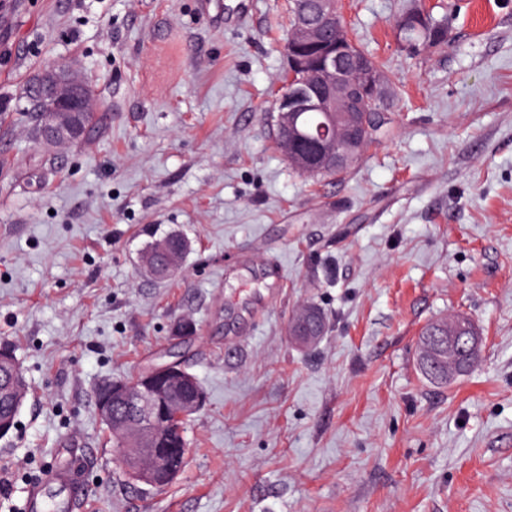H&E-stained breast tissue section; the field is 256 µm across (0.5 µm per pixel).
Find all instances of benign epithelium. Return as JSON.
Returning a JSON list of instances; mask_svg holds the SVG:
<instances>
[{"mask_svg": "<svg viewBox=\"0 0 512 512\" xmlns=\"http://www.w3.org/2000/svg\"><path fill=\"white\" fill-rule=\"evenodd\" d=\"M315 15L306 6L295 9L289 28L288 76L278 89L276 126L294 122L299 112L329 114L360 111L359 99L384 100L387 87L381 68L354 50V41L347 27L339 20L336 0H314ZM317 46L319 56L312 64L298 57L301 46ZM38 106V120L49 134L51 144L63 145L79 137L81 129L77 115L94 109L91 86L72 67L60 65L41 72L31 84ZM320 154L339 170L352 164L353 129H343L331 122L316 133ZM170 245L159 242L142 258L143 266L153 274L163 267L157 258L168 254ZM442 343L452 350L463 343L477 350L476 336H443ZM136 410L141 431H155L178 408L197 409L203 398L184 400L174 394L167 396L151 381L131 386L117 383L104 397L96 396L97 412L112 417V400Z\"/></svg>", "mask_w": 512, "mask_h": 512, "instance_id": "obj_1", "label": "benign epithelium"}]
</instances>
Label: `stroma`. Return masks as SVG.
Masks as SVG:
<instances>
[{
	"label": "stroma",
	"mask_w": 512,
	"mask_h": 512,
	"mask_svg": "<svg viewBox=\"0 0 512 512\" xmlns=\"http://www.w3.org/2000/svg\"><path fill=\"white\" fill-rule=\"evenodd\" d=\"M444 1L447 49L413 55L404 0H341L394 127L313 180L274 140L288 0H0V345L30 391L0 512L70 444L84 512H512V0ZM58 64L99 121L44 149L18 97ZM169 231L190 248L160 281L141 256ZM306 301L328 330L300 349ZM455 314L479 365L428 384L420 333ZM174 360L206 402L158 491L94 397ZM292 326L300 327L303 326L307 331H309L311 334L316 335V332L319 331V329L324 330V333L327 328V318L325 314L314 304L307 302L306 304H303L290 318L288 319V334L290 333V330ZM323 333V335H324ZM321 335V336H323ZM290 336V334H289ZM317 337L316 341L312 342L309 345H314L320 338Z\"/></svg>",
	"instance_id": "obj_1"
}]
</instances>
